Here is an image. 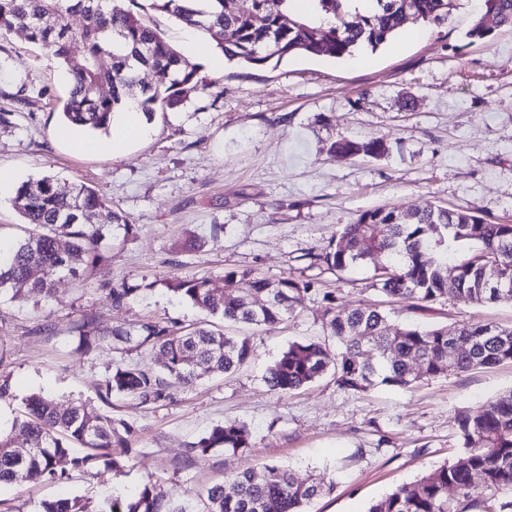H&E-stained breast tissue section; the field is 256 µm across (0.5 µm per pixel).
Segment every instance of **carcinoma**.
I'll list each match as a JSON object with an SVG mask.
<instances>
[{"mask_svg":"<svg viewBox=\"0 0 512 512\" xmlns=\"http://www.w3.org/2000/svg\"><path fill=\"white\" fill-rule=\"evenodd\" d=\"M210 11L188 0H151L150 8L174 17L181 25L206 35L229 59L253 66L292 55L347 59L359 49L376 50L392 39L413 17L439 26L456 9V0H372L366 13L346 9L349 0H312L313 14L293 18L289 0H212ZM137 0H0V35L23 31L28 42L53 50L69 75V91L61 114L69 126L108 132L114 113L133 101L147 119L176 108L191 91L209 83L198 67L185 59L163 34L132 9ZM83 16L84 25L72 31L70 18ZM261 14L264 23H254ZM356 21H349L350 16ZM512 27V0H481L467 36L487 38L492 28ZM79 37L80 60L70 56V42ZM111 67L96 66L100 56ZM148 68L158 77L154 86L141 84L135 71ZM108 88L103 93L101 89ZM381 138L357 142L342 137L330 146L331 155L346 160L359 154L380 157ZM15 206L32 227L0 261V292L26 284L36 295L49 296L56 277L70 275L88 282L107 261L103 241L116 228L129 235L128 219L112 210L106 198L86 183L64 192L51 176L22 183ZM467 251L448 263L441 252L447 239ZM311 264L330 271L371 264L373 286L391 298L426 310L448 294V271L455 272L456 294L483 306L512 303V224L491 222L466 211L429 206L413 213L395 208L370 209L342 227L336 242L319 253H307ZM497 271L508 288L486 287L487 274ZM314 282L290 277L270 279L253 271L224 272V290L208 278L173 279L168 290L210 319L185 326L148 319L137 325H115L103 337L90 324L80 345L91 348L108 342L119 348L150 347L163 356L158 371L117 365L105 378L100 398L116 395L141 406H156L173 398L178 386L188 387L208 372H228L248 364L254 351L246 337L229 336L213 322L273 328L291 317L301 295ZM137 288L121 283L109 289L112 304L120 306ZM324 324L340 350L320 341H294L270 365L266 382L271 390L288 394L311 384L328 371L338 387L365 391L377 383L407 388L417 381L459 374L477 367L512 363V327L481 321L463 322L457 338L467 349L448 352V327L396 324L375 305L339 310L326 294ZM463 451L415 482L396 488L368 512H512V389L503 391L475 411L457 417ZM29 448L18 450L9 435L0 433V482L23 484L63 481L57 461L101 474L123 469L130 452L132 430L125 422L97 413L85 403L62 408L53 399L33 395L21 421ZM252 448L245 425L228 421L214 427L191 445L200 454L224 450L244 454ZM455 495L448 497V489ZM333 486L320 480L300 481L290 470L267 465L262 473L245 470L205 493L204 512H305L306 505ZM40 512H87L78 497L41 503ZM100 512H186L144 486L134 498L114 496Z\"/></svg>","mask_w":512,"mask_h":512,"instance_id":"carcinoma-1","label":"carcinoma"}]
</instances>
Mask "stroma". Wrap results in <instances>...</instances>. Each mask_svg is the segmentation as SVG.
<instances>
[{"label": "stroma", "instance_id": "obj_1", "mask_svg": "<svg viewBox=\"0 0 512 512\" xmlns=\"http://www.w3.org/2000/svg\"><path fill=\"white\" fill-rule=\"evenodd\" d=\"M139 2L210 87L156 114L150 137L118 153L57 140L58 108L36 100L43 93L64 98L65 69L22 32L0 36V110L11 114L0 124V170L19 183L50 175L64 191L93 185L134 226L129 237L110 240L112 259L97 268L95 288L66 275L48 297L25 285L17 295L0 294V376L10 383L0 395V432L24 446L15 422L40 392L127 422L133 460L97 476L63 459L58 466L70 480L2 484L0 502L12 512H36L42 501L78 496L99 512L108 498L147 485L202 512L208 486L277 464L298 479L332 484L306 512H367L457 457L458 414L512 389V363L364 393L338 388L328 374L279 394L265 384V370L288 343L325 339L327 293L346 309L381 305L399 322L512 326L510 303L475 306L451 293L429 310H413L371 288L372 267L325 271L306 257L341 225L382 206L407 212L439 205L512 224V28L467 38L480 0H457L446 24L422 26L414 40L397 35L364 51L361 64L294 55L263 66L228 60L217 74L208 57L192 54L184 26ZM341 137H381L387 152L337 161L328 148ZM246 269L314 283L294 318L269 331L246 329L250 363L204 374L155 408L119 397L101 401L98 388L113 365L156 370L162 360L147 348H80L84 322L101 333L146 319L195 323L203 313L173 296L166 281L207 277L219 286L224 272ZM121 282L137 291L116 307L108 290ZM228 420L248 427L249 453H190L191 443Z\"/></svg>", "mask_w": 512, "mask_h": 512}]
</instances>
